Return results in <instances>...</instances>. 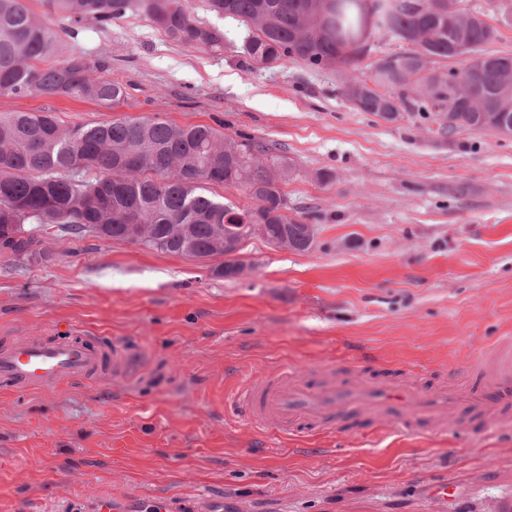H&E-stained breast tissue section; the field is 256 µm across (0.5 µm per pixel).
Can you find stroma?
Wrapping results in <instances>:
<instances>
[{
	"instance_id": "1",
	"label": "stroma",
	"mask_w": 512,
	"mask_h": 512,
	"mask_svg": "<svg viewBox=\"0 0 512 512\" xmlns=\"http://www.w3.org/2000/svg\"><path fill=\"white\" fill-rule=\"evenodd\" d=\"M128 93L118 106L0 94V113L62 125L160 116L248 136L292 159L288 214L306 252L248 240L243 275L88 234H40L17 268L0 259V337L83 333L119 368L30 393L0 383V512H512V434L458 417L440 439L260 434L230 409L248 383L291 369L432 386L476 369L512 336V136L441 131L415 112L357 111L340 75L289 59L259 69L201 54L131 14L68 39ZM468 429L460 446L459 426ZM452 478L453 498L431 496Z\"/></svg>"
}]
</instances>
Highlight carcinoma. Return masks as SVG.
<instances>
[{
  "mask_svg": "<svg viewBox=\"0 0 512 512\" xmlns=\"http://www.w3.org/2000/svg\"><path fill=\"white\" fill-rule=\"evenodd\" d=\"M0 0V94L80 98L115 105L126 86L102 67L65 50L64 36L144 15L170 40L197 52L233 43L257 66L285 58L341 74L342 94L360 112L393 121L421 112L454 131H495L512 123V54L484 52L498 34L462 0H207L210 12L236 24L221 31L195 19L186 0ZM372 35L400 43L371 64V74L347 69L372 45L358 44L366 14ZM483 58L472 77L468 54ZM465 57L454 71L425 61ZM252 138L236 139L208 125L178 126L158 117L124 118L64 127L50 112L0 116V257L36 254L37 227L91 233L160 252L209 259L224 255L226 224L285 229L294 250L312 246L310 225L288 216L279 184L294 172L285 155ZM211 185L244 191L239 207L209 194ZM128 224H146L138 241ZM185 225L175 234L174 225Z\"/></svg>",
  "mask_w": 512,
  "mask_h": 512,
  "instance_id": "obj_1",
  "label": "carcinoma"
}]
</instances>
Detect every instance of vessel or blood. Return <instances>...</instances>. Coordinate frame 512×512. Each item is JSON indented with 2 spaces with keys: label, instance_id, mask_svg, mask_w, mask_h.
I'll return each instance as SVG.
<instances>
[{
  "label": "vessel or blood",
  "instance_id": "1",
  "mask_svg": "<svg viewBox=\"0 0 512 512\" xmlns=\"http://www.w3.org/2000/svg\"><path fill=\"white\" fill-rule=\"evenodd\" d=\"M118 355L112 345L88 336L59 340L19 336L0 342V381L30 392L59 380L90 379L106 372ZM247 421L278 436L327 433L339 420L370 414L379 427L393 426L416 436L446 431L449 413L479 416L495 405L500 416L493 431L512 430V336L500 337L489 351L476 387H465L449 372L444 385L362 380L313 384L284 373L248 384L238 394Z\"/></svg>",
  "mask_w": 512,
  "mask_h": 512
}]
</instances>
